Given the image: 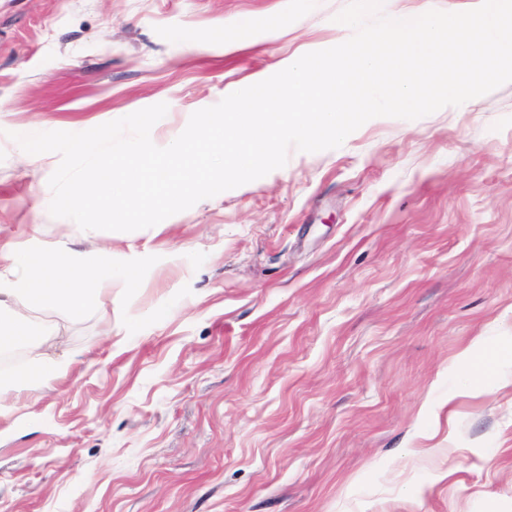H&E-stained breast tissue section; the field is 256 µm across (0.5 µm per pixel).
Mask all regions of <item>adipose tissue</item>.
Instances as JSON below:
<instances>
[{
  "label": "adipose tissue",
  "mask_w": 512,
  "mask_h": 512,
  "mask_svg": "<svg viewBox=\"0 0 512 512\" xmlns=\"http://www.w3.org/2000/svg\"><path fill=\"white\" fill-rule=\"evenodd\" d=\"M0 348L25 345L33 372L65 374L69 356H49L47 337L33 334L22 308H63L71 313L85 309L91 299L106 296L112 286V258L105 252L90 253L80 265L73 264L65 245L31 250L0 245Z\"/></svg>",
  "instance_id": "1"
}]
</instances>
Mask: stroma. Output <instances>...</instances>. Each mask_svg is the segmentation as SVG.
<instances>
[{
  "instance_id": "35a3bbf8",
  "label": "stroma",
  "mask_w": 512,
  "mask_h": 512,
  "mask_svg": "<svg viewBox=\"0 0 512 512\" xmlns=\"http://www.w3.org/2000/svg\"><path fill=\"white\" fill-rule=\"evenodd\" d=\"M348 2L0 0V242L97 245L11 133L164 103L165 146ZM106 245L111 301L28 313L71 364L0 394V512H512V82Z\"/></svg>"
}]
</instances>
